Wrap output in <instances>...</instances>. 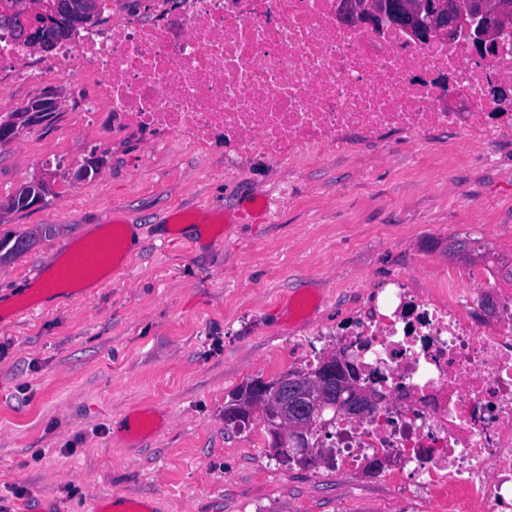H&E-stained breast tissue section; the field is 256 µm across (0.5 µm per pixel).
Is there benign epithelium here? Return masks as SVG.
Returning a JSON list of instances; mask_svg holds the SVG:
<instances>
[{
    "label": "benign epithelium",
    "mask_w": 512,
    "mask_h": 512,
    "mask_svg": "<svg viewBox=\"0 0 512 512\" xmlns=\"http://www.w3.org/2000/svg\"><path fill=\"white\" fill-rule=\"evenodd\" d=\"M97 0H67L49 11L30 10L23 36L34 48L49 45L62 21L72 26L94 19ZM336 16L345 23L381 28L399 27L416 41L434 38L452 40L462 31L473 39V54L492 56L502 49L504 37L512 33V0H338ZM55 102L40 99L24 112L0 123V144L15 141L23 129L51 110ZM100 159L92 157L72 173L83 182L98 174ZM54 190L50 176L36 177L19 195L20 205L32 208ZM371 394L354 378L352 362L341 353L325 355L315 374L308 378L279 377L251 384L249 393L225 406L224 422L239 428L248 424L258 409L273 417L269 428L271 456L280 463L298 462L319 451L316 432H325L335 417L363 414Z\"/></svg>",
    "instance_id": "benign-epithelium-1"
}]
</instances>
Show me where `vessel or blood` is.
Masks as SVG:
<instances>
[{
  "instance_id": "obj_1",
  "label": "vessel or blood",
  "mask_w": 512,
  "mask_h": 512,
  "mask_svg": "<svg viewBox=\"0 0 512 512\" xmlns=\"http://www.w3.org/2000/svg\"><path fill=\"white\" fill-rule=\"evenodd\" d=\"M126 234V225L113 223L106 225L98 237L69 247L65 259L54 268L35 271L40 293H56L88 280H99L104 270L122 258Z\"/></svg>"
}]
</instances>
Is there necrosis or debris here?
<instances>
[{"label": "necrosis or debris", "instance_id": "4bbe7bcc", "mask_svg": "<svg viewBox=\"0 0 512 512\" xmlns=\"http://www.w3.org/2000/svg\"><path fill=\"white\" fill-rule=\"evenodd\" d=\"M108 27L61 42L54 57L0 29V97L11 84L82 76L87 126L136 127L196 147L224 140L238 156L279 162L350 138L384 145L451 128L494 141L512 131V102L485 86L512 79V37L473 60L466 36L418 43L396 29L336 19V0H101ZM491 269L447 298L392 279L372 289L336 335L374 400L337 417L327 464L382 470L394 512H512V289Z\"/></svg>", "mask_w": 512, "mask_h": 512}]
</instances>
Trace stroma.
<instances>
[{
	"label": "stroma",
	"instance_id": "obj_1",
	"mask_svg": "<svg viewBox=\"0 0 512 512\" xmlns=\"http://www.w3.org/2000/svg\"><path fill=\"white\" fill-rule=\"evenodd\" d=\"M47 92L53 114L0 147V200L40 173L55 180L41 205L0 211V238L36 236L0 261V512H89L114 494L157 512H391L387 483L279 464L261 418L235 429L224 406L334 347L383 282L435 288L441 269L484 267L453 240L485 241L512 268V133L392 134L381 149L353 140L271 163L136 128L100 133L53 79L0 98V117ZM92 156L99 173L73 181ZM256 200L262 221L246 223ZM108 218L137 238L122 271L13 316L34 269ZM137 414L155 432L129 433Z\"/></svg>",
	"mask_w": 512,
	"mask_h": 512
}]
</instances>
